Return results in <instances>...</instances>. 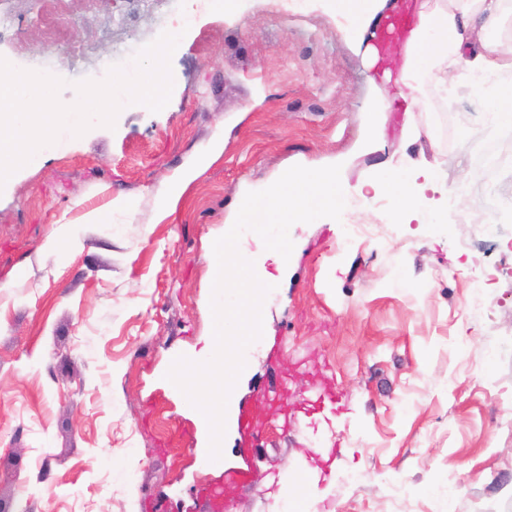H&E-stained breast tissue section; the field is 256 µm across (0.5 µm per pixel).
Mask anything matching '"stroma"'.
Wrapping results in <instances>:
<instances>
[{"instance_id":"1","label":"stroma","mask_w":512,"mask_h":512,"mask_svg":"<svg viewBox=\"0 0 512 512\" xmlns=\"http://www.w3.org/2000/svg\"><path fill=\"white\" fill-rule=\"evenodd\" d=\"M44 0H5L0 57L46 53L73 95L96 59L131 69L138 49L182 33L169 103L123 106L0 188V504L7 512H282L319 458L316 512H512V277L476 291L470 211L397 224L356 189L425 162L472 208L512 199V134L495 177L461 182L484 141V104L434 90V109L380 111L346 18L303 0L294 15L238 0L185 21L174 0H96L46 44ZM224 151L168 210L174 175L216 137ZM340 165V219L292 225L288 274L263 305L237 405L208 458L204 417L165 374L205 359L210 253L245 195L295 165ZM104 215L96 223L94 215ZM75 244L56 252L51 232ZM349 224L377 235L345 244ZM338 400H330L331 392Z\"/></svg>"}]
</instances>
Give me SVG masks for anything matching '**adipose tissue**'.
Returning <instances> with one entry per match:
<instances>
[{
  "label": "adipose tissue",
  "mask_w": 512,
  "mask_h": 512,
  "mask_svg": "<svg viewBox=\"0 0 512 512\" xmlns=\"http://www.w3.org/2000/svg\"><path fill=\"white\" fill-rule=\"evenodd\" d=\"M507 0H413L409 7L412 27L403 47L390 54L391 64L379 65L374 46H367L370 68L379 69V77L387 92L384 109L388 112L411 113L421 105V89L417 80L424 58L437 49L447 52V72L470 73L475 80L471 91L475 96H489L487 122L496 132L512 131V51L504 52L499 44L484 41L481 33L500 25L508 11ZM387 0H336L337 10L352 18L351 34L375 37L383 21ZM436 173L428 166L416 167L413 173L390 172L382 186L398 203L395 218L422 216L430 211L446 212L449 204L464 206L460 190L449 197L428 199L424 181H435Z\"/></svg>",
  "instance_id": "ef3b65f1"
}]
</instances>
